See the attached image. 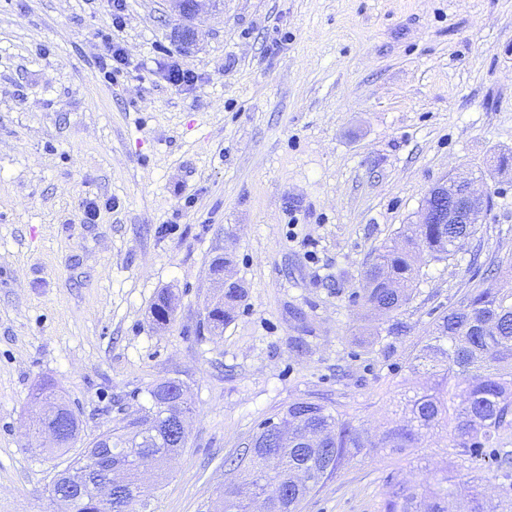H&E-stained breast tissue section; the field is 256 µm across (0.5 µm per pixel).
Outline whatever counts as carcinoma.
Listing matches in <instances>:
<instances>
[{"label":"carcinoma","instance_id":"obj_1","mask_svg":"<svg viewBox=\"0 0 512 512\" xmlns=\"http://www.w3.org/2000/svg\"><path fill=\"white\" fill-rule=\"evenodd\" d=\"M470 235L466 224H410L399 244L383 247L366 271L362 298L373 311L390 315L404 306L417 286L415 256L427 251L436 260H450L464 247ZM244 297L242 288L231 284L224 289L223 302L207 315L209 332L219 336L230 320L235 305ZM171 299L160 296L153 306L159 324L172 319ZM410 367L424 371L431 385L407 397L401 405L403 423L389 431L390 449L402 452L421 447L424 439L453 425V448L471 464L474 475L446 470L436 487L418 489L391 482L386 486L384 512H453L459 494L468 500L467 512H496L484 493V482L498 479L512 489V449L503 435L512 430V290L478 285L468 291L457 307L443 314L427 332L424 344L410 359ZM171 381L150 390L148 415L126 421L123 433L107 431L86 447H75L80 422L72 416L70 438L42 449L47 456L70 455L69 469L91 464L102 474L118 462H134L127 487L112 501V512H146L147 504L135 500L142 472L135 462L142 460L151 474L161 476L165 462L186 447L171 435L173 420L162 415L164 405L179 401L183 413L190 411L187 391L168 390ZM33 402L49 406L38 416L35 434L52 430V414L60 409L72 412L61 401L52 383H43ZM271 421L262 423L251 441L255 452L231 463L242 481L221 490L224 512H248L246 501L264 492L255 479L261 473L270 482L288 483V494L268 498L267 512H300L306 496L331 477L364 448L374 444L350 420L339 417L328 406L313 401L289 404L276 417V424L288 434V447H264V434ZM316 470L312 483L294 484L297 471ZM78 512H104L92 488L81 492Z\"/></svg>","mask_w":512,"mask_h":512}]
</instances>
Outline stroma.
<instances>
[{
    "label": "stroma",
    "instance_id": "35a3bbf8",
    "mask_svg": "<svg viewBox=\"0 0 512 512\" xmlns=\"http://www.w3.org/2000/svg\"><path fill=\"white\" fill-rule=\"evenodd\" d=\"M176 26L165 0H0V512L58 510L36 384L75 409L82 448L168 379L189 389V438L153 512H211L230 459L301 400L374 442L301 512H381L390 480L458 463L446 430L380 445L428 381L411 357L474 285L512 288V0H202L192 43ZM106 34L125 57L111 79ZM461 173L490 206L454 260L419 255L407 331L385 336L364 273ZM222 261L245 296L213 336Z\"/></svg>",
    "mask_w": 512,
    "mask_h": 512
}]
</instances>
